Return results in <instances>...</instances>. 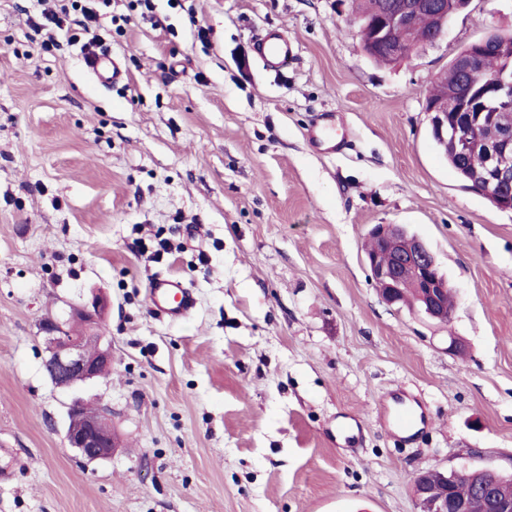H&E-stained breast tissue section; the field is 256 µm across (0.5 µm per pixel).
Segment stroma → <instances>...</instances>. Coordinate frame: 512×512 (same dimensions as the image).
I'll return each mask as SVG.
<instances>
[{
	"instance_id": "35a3bbf8",
	"label": "stroma",
	"mask_w": 512,
	"mask_h": 512,
	"mask_svg": "<svg viewBox=\"0 0 512 512\" xmlns=\"http://www.w3.org/2000/svg\"><path fill=\"white\" fill-rule=\"evenodd\" d=\"M45 5L0 0V512H420L418 473H512V211L459 180L424 110L463 47L512 32V0L391 65L350 0L99 2L110 86L65 32L44 49ZM270 29L296 44L278 73L253 50ZM324 112L340 152L306 140ZM375 224L435 254L448 322L380 299ZM158 273L186 319L152 312ZM96 293L111 375L57 388L39 323ZM399 391L409 440L382 418ZM79 399L107 408L110 459L68 447ZM87 71L98 82L103 84H118L124 80V70L120 60L109 51L92 50L84 55ZM151 310L171 320H179L188 315L194 307V298L181 281L160 275L152 280L149 288ZM395 401L398 402L399 413L393 418V427L403 438H409L415 434L413 431L417 426L418 420H422V415L418 416L412 405L402 403L403 399Z\"/></svg>"
}]
</instances>
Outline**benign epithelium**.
Instances as JSON below:
<instances>
[{"label":"benign epithelium","instance_id":"7a95c632","mask_svg":"<svg viewBox=\"0 0 512 512\" xmlns=\"http://www.w3.org/2000/svg\"><path fill=\"white\" fill-rule=\"evenodd\" d=\"M469 3L470 0H389L374 9L372 19L367 21L359 13L354 19L359 26L362 48L382 49L394 60L401 61L415 51V47L400 38L401 31L424 16L432 22V41L435 42L447 32L448 20ZM488 40L485 36L467 46L460 67L471 79L464 90L439 104H425V112L432 135L442 139L448 133V114L462 115V124L455 125L454 137L457 149L467 153L473 147L469 129L477 122L474 115H482L488 103H496L494 117L499 122L500 135L497 141L483 147L490 179L485 185L473 186V190L491 194L497 208L512 211V72L505 68L491 79H483L480 65ZM368 237L371 246L366 264L381 299L388 305L399 303L403 282L412 277L420 289V311L431 319H441L445 312L442 298L448 294L449 285L429 247L392 224L373 225ZM104 307V300L96 296L92 308L73 307L69 317L80 318L88 328L96 329ZM41 330L49 352L46 370L56 386L69 387L77 379L82 383L98 380L110 372V345L99 342L91 345L87 337L72 335L67 321L56 316L43 319ZM68 419L65 439L78 456L88 462L112 457L116 442L105 410H90L75 402L69 408ZM415 498L423 512H448V499L433 488H424Z\"/></svg>","mask_w":512,"mask_h":512}]
</instances>
